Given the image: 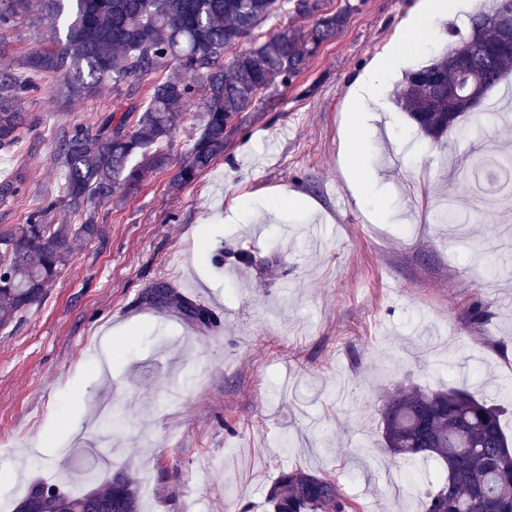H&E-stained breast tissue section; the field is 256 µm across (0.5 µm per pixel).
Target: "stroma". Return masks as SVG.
I'll return each instance as SVG.
<instances>
[{
  "label": "stroma",
  "instance_id": "stroma-1",
  "mask_svg": "<svg viewBox=\"0 0 512 512\" xmlns=\"http://www.w3.org/2000/svg\"><path fill=\"white\" fill-rule=\"evenodd\" d=\"M417 0H364L307 69L242 113L222 157L187 185L167 170L99 207L98 239L76 252L32 306L0 330V491L16 507L35 482L82 490L129 469L144 512H273L267 491L300 468L336 481L356 512H416L384 480L387 392L512 391V195L476 213L465 170L512 154V122L486 117L512 74L442 140L396 106L404 71L445 52L481 0L423 36L369 104L367 163L388 221L356 205L341 167L350 79L394 40ZM55 22L40 0L0 30V73L19 72ZM13 100L19 140L0 150V234L57 195L58 137L111 109L104 84L71 96L35 77ZM297 196L293 214L276 210ZM452 197L465 238L425 204ZM161 284L214 314L141 300ZM125 419L109 446L93 429L104 401Z\"/></svg>",
  "mask_w": 512,
  "mask_h": 512
}]
</instances>
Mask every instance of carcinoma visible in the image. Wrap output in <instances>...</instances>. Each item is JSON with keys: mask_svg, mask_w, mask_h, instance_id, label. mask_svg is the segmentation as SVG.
<instances>
[{"mask_svg": "<svg viewBox=\"0 0 512 512\" xmlns=\"http://www.w3.org/2000/svg\"><path fill=\"white\" fill-rule=\"evenodd\" d=\"M502 0L468 19L469 34L448 52L406 73L396 92L397 107L427 137L438 140L483 100L512 70V50L497 51L501 29L493 23ZM29 0H0V27L26 12ZM41 10L64 19L32 55L33 70L52 72L65 91L77 94L103 83L126 90L125 98L93 123L64 130L56 145L59 194L30 214L26 223L0 236V329L43 298L70 257L99 237L94 205L135 187L147 168L169 167V143L188 108L202 102L205 122L187 158L171 180L188 184L224 155L240 114L257 94L289 84L320 46L336 36L358 10L345 0L337 11L325 0H41ZM273 16L279 26L253 46L228 54ZM313 20L311 28L293 25ZM174 67L183 77L153 81L145 101L136 83ZM31 83L15 73L0 76V149L11 148L23 116L5 95ZM62 202L83 216L79 224H50L47 216ZM142 300L178 305L183 318L199 327L214 321L207 307L172 289H147ZM502 408L466 389L396 387L383 404V438L391 456L405 462L435 460L441 479L419 498V512H512V439L501 425ZM274 512H352L335 481L301 469L285 470L271 485ZM17 512H141L136 480L117 472L83 494L36 484Z\"/></svg>", "mask_w": 512, "mask_h": 512, "instance_id": "cac0c4a2", "label": "carcinoma"}]
</instances>
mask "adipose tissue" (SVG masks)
Here are the masks:
<instances>
[{"label": "adipose tissue", "mask_w": 512, "mask_h": 512, "mask_svg": "<svg viewBox=\"0 0 512 512\" xmlns=\"http://www.w3.org/2000/svg\"><path fill=\"white\" fill-rule=\"evenodd\" d=\"M453 0H420L416 12L398 29L389 49L377 56L350 83L348 115L342 133V166L358 206H366L376 223L387 221L381 199L374 195L378 174L365 161L366 144L362 128L367 105L382 83L404 58L416 51L421 35L432 32L438 19L454 10Z\"/></svg>", "instance_id": "adipose-tissue-1"}]
</instances>
